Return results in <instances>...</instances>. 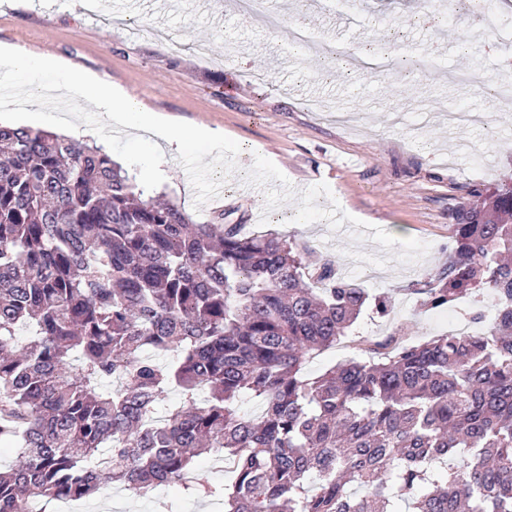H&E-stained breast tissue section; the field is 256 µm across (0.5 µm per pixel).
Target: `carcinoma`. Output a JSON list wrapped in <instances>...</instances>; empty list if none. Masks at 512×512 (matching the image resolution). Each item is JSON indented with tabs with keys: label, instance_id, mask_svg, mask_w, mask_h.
Instances as JSON below:
<instances>
[{
	"label": "carcinoma",
	"instance_id": "obj_1",
	"mask_svg": "<svg viewBox=\"0 0 512 512\" xmlns=\"http://www.w3.org/2000/svg\"><path fill=\"white\" fill-rule=\"evenodd\" d=\"M452 218L417 293L474 322L494 306L484 331L391 333L307 376L369 304L334 261L197 224L101 146L0 125V441L21 458L0 512L185 486L202 450L231 464L195 485L224 512H512V186Z\"/></svg>",
	"mask_w": 512,
	"mask_h": 512
}]
</instances>
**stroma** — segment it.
Segmentation results:
<instances>
[{
  "mask_svg": "<svg viewBox=\"0 0 512 512\" xmlns=\"http://www.w3.org/2000/svg\"><path fill=\"white\" fill-rule=\"evenodd\" d=\"M0 0V46L58 57L127 88L151 110L184 126L220 132L223 156L207 144L163 156L137 134L105 144L135 176L161 165L154 191L194 222L224 219L309 242L339 273L378 269L366 281L386 310L369 308L352 336L310 359L316 375L355 357L361 338L396 332L420 341L447 322L421 304L416 288L448 259V226L458 206L512 181V118L482 88L455 74L481 66L488 82L502 68L474 38V18L458 0H270L281 24L243 22L237 0ZM335 43V58L300 60L288 50L294 27ZM382 50L380 73L351 67L346 48ZM437 64L402 71L420 52ZM17 76L0 67V121L90 139L89 104H38L16 96ZM457 106L488 114L484 128H451ZM218 201H211L214 191ZM224 512L194 488L162 487L151 498L122 491L88 502H51L45 512Z\"/></svg>",
  "mask_w": 512,
  "mask_h": 512,
  "instance_id": "stroma-1",
  "label": "stroma"
}]
</instances>
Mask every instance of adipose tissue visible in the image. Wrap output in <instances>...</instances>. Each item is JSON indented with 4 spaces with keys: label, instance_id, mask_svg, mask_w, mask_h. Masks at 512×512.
Instances as JSON below:
<instances>
[{
    "label": "adipose tissue",
    "instance_id": "obj_1",
    "mask_svg": "<svg viewBox=\"0 0 512 512\" xmlns=\"http://www.w3.org/2000/svg\"><path fill=\"white\" fill-rule=\"evenodd\" d=\"M66 77L69 94L90 99L96 107L102 135L132 126L158 137L177 151L201 137L209 141L212 150L219 152L224 147L222 135L209 130H189L172 123L148 109L137 96L79 67H68Z\"/></svg>",
    "mask_w": 512,
    "mask_h": 512
}]
</instances>
